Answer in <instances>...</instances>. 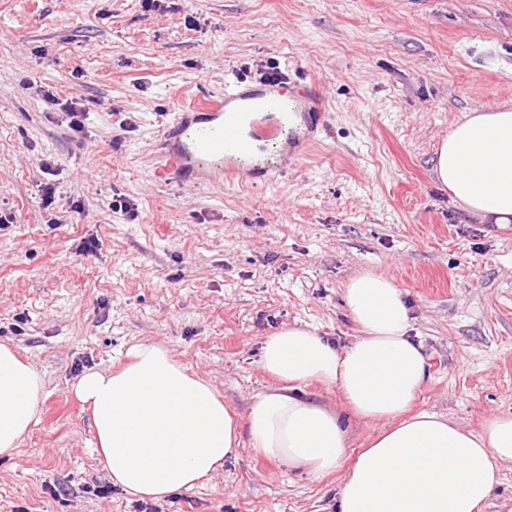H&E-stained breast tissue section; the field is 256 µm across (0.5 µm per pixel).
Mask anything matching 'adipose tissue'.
Here are the masks:
<instances>
[{
	"label": "adipose tissue",
	"instance_id": "1",
	"mask_svg": "<svg viewBox=\"0 0 512 512\" xmlns=\"http://www.w3.org/2000/svg\"><path fill=\"white\" fill-rule=\"evenodd\" d=\"M437 181L484 224H512V109L456 122L437 151ZM344 300L360 334L337 349L288 326L268 336L261 367L279 388L256 396L236 420L205 378L171 351L144 342L120 370L90 369L71 389L87 404L98 452L112 482L159 501L210 478L237 456L257 452L323 475L347 456L340 415L302 398L297 386L335 387L352 412L385 427L359 452L339 493L338 512H480L512 464V416L490 418L476 435L452 420L408 410L427 380L410 336L401 289L386 276L351 278ZM44 382L35 366L0 344V456L14 455L37 419Z\"/></svg>",
	"mask_w": 512,
	"mask_h": 512
}]
</instances>
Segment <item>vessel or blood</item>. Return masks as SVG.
I'll use <instances>...</instances> for the list:
<instances>
[{"label":"vessel or blood","mask_w":512,"mask_h":512,"mask_svg":"<svg viewBox=\"0 0 512 512\" xmlns=\"http://www.w3.org/2000/svg\"><path fill=\"white\" fill-rule=\"evenodd\" d=\"M287 79L253 85L234 82L220 94H205L190 113H178L164 134L163 171L186 181H239L241 159L256 155L300 118L308 131L323 124L326 112L318 96L287 91ZM287 165H254L251 186H262L285 175Z\"/></svg>","instance_id":"vessel-or-blood-1"}]
</instances>
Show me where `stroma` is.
<instances>
[{
  "mask_svg": "<svg viewBox=\"0 0 512 512\" xmlns=\"http://www.w3.org/2000/svg\"><path fill=\"white\" fill-rule=\"evenodd\" d=\"M271 67L323 94L307 155L257 188L163 179L177 113ZM75 95L78 132L61 110ZM505 105L512 0H0V343L44 380L37 423L0 456V512H140L75 378L156 342L245 415L276 386L267 336H359L344 288L368 271L402 290L424 349L413 412L476 433L512 415V224L479 223L434 174L456 121ZM347 472L245 440L157 508L338 512Z\"/></svg>",
  "mask_w": 512,
  "mask_h": 512,
  "instance_id": "35a3bbf8",
  "label": "stroma"
}]
</instances>
